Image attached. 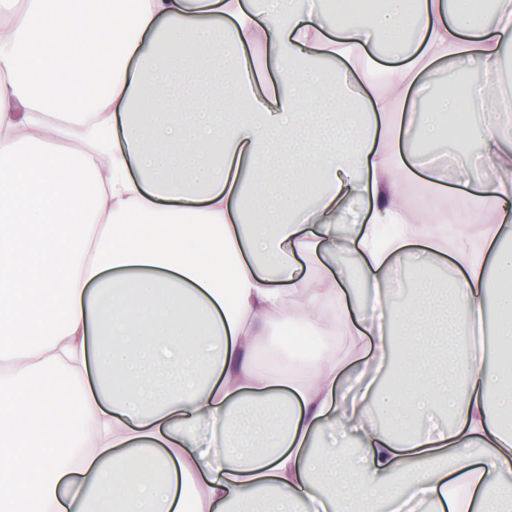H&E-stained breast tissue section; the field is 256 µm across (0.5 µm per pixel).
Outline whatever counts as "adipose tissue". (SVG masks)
<instances>
[{
  "instance_id": "1",
  "label": "adipose tissue",
  "mask_w": 512,
  "mask_h": 512,
  "mask_svg": "<svg viewBox=\"0 0 512 512\" xmlns=\"http://www.w3.org/2000/svg\"><path fill=\"white\" fill-rule=\"evenodd\" d=\"M2 14L0 512H512V376L470 335L493 291L512 348V0L489 23L456 0L332 27L296 0ZM383 41L400 65L378 69ZM253 46L280 76L265 96ZM440 63L486 75L469 139L494 173L451 247L404 194L413 135L459 113L427 97ZM416 243L457 295L443 380L433 282L383 297ZM291 321L340 351L260 365ZM351 437L362 454H337Z\"/></svg>"
}]
</instances>
